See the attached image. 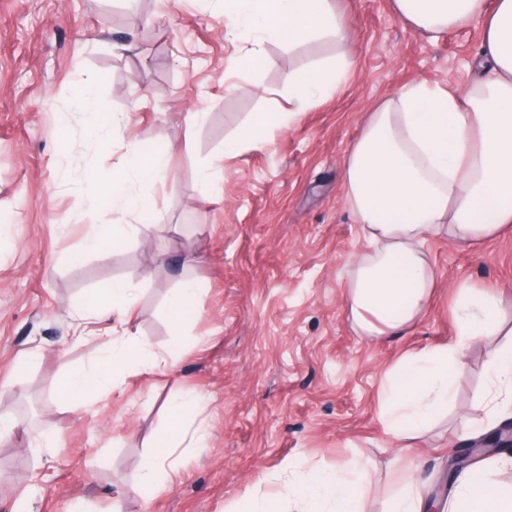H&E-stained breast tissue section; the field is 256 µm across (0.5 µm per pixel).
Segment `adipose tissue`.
Segmentation results:
<instances>
[{
	"mask_svg": "<svg viewBox=\"0 0 512 512\" xmlns=\"http://www.w3.org/2000/svg\"><path fill=\"white\" fill-rule=\"evenodd\" d=\"M397 15L411 28L434 35L474 25L482 31L480 75L459 92L406 85L381 100L344 158L343 194L360 226L367 251L349 261L344 288L348 319L357 335L397 337L427 314L438 283L425 248L433 238L448 237L473 247L512 229V0H394ZM229 31L251 42L246 66L260 70L266 41L293 45L334 38L335 58L315 62L286 79L288 112L255 113L250 125L225 141V153L261 138L275 121L340 90L351 62L343 51L347 29L330 0H224ZM454 313V343L408 355L381 379L377 413L395 447H410L435 416L447 410L455 383L463 374L464 351L498 327V302L481 286L461 285ZM165 357L135 336L112 342V358L88 370H71L60 390L70 399L113 386L128 363L152 370ZM199 400L174 397L168 406L170 429L143 467L144 483L171 478L172 458L183 442L200 445L202 431L182 424ZM495 460L466 469L457 478L448 512H512V486L492 474ZM284 483L281 500L299 496L304 512H363L370 484L363 463L330 474L299 466Z\"/></svg>",
	"mask_w": 512,
	"mask_h": 512,
	"instance_id": "obj_1",
	"label": "adipose tissue"
}]
</instances>
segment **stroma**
<instances>
[{
  "instance_id": "obj_1",
  "label": "stroma",
  "mask_w": 512,
  "mask_h": 512,
  "mask_svg": "<svg viewBox=\"0 0 512 512\" xmlns=\"http://www.w3.org/2000/svg\"><path fill=\"white\" fill-rule=\"evenodd\" d=\"M337 8L352 60L342 90L228 156L225 140L253 113L288 110L286 76L335 57L334 39L265 42L254 73L239 65L249 43L224 31V0H0V413L11 419L0 512H234L245 496L275 497L297 459L329 473L367 462L365 512H381L408 475L446 508L448 459L483 427L491 355L512 344V232L471 249L429 241L439 287L428 315L404 336L361 338L342 298L347 263L365 249L343 161L382 98L477 77L481 30L432 39L392 0ZM92 78L101 110L126 113L120 128L98 132L97 114L78 107ZM132 146L168 150L167 176L128 175ZM119 184L152 200L159 232L139 236L136 212L105 208L102 189ZM91 224L126 236L86 251ZM187 279L200 291L176 329L168 302ZM115 282L135 288L130 329L167 364L61 400L64 370L92 367L113 336L110 316L85 338L77 326L89 300L109 305ZM464 283L502 298L499 329L467 350L447 416L399 455L376 415L382 375L454 339ZM188 391L205 400V443L180 449L179 480L141 485L167 402Z\"/></svg>"
}]
</instances>
